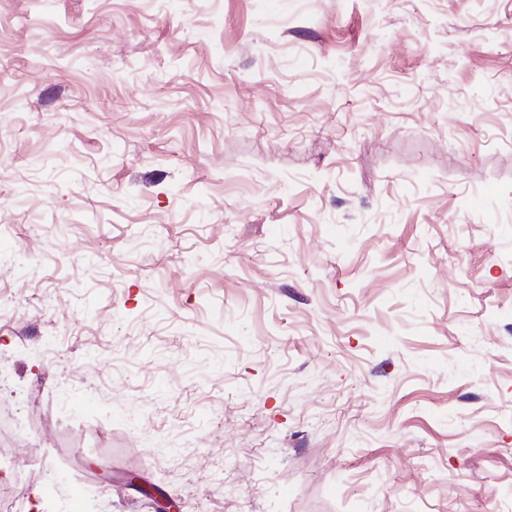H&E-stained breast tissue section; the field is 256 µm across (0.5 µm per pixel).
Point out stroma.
<instances>
[{"label":"stroma","instance_id":"obj_1","mask_svg":"<svg viewBox=\"0 0 512 512\" xmlns=\"http://www.w3.org/2000/svg\"><path fill=\"white\" fill-rule=\"evenodd\" d=\"M17 512H512V0H0Z\"/></svg>","mask_w":512,"mask_h":512}]
</instances>
